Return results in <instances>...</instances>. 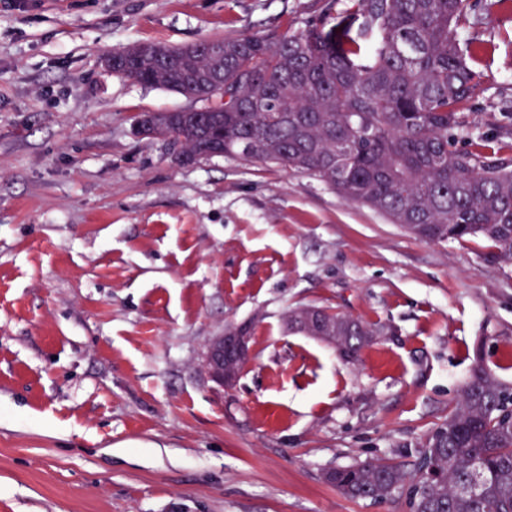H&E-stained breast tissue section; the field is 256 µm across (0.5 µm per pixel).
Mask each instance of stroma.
Masks as SVG:
<instances>
[{
    "mask_svg": "<svg viewBox=\"0 0 512 512\" xmlns=\"http://www.w3.org/2000/svg\"><path fill=\"white\" fill-rule=\"evenodd\" d=\"M326 0H0V512H405L326 470L412 466L475 356L512 385V263L436 245L315 177L186 163L137 117L193 107L105 73L134 42L294 34ZM477 35L469 119L512 122V10ZM315 305L385 333L356 362L301 333ZM252 325L237 386L199 368Z\"/></svg>",
    "mask_w": 512,
    "mask_h": 512,
    "instance_id": "stroma-1",
    "label": "stroma"
}]
</instances>
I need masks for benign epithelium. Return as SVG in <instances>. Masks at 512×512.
<instances>
[{"label": "benign epithelium", "instance_id": "7a95c632", "mask_svg": "<svg viewBox=\"0 0 512 512\" xmlns=\"http://www.w3.org/2000/svg\"><path fill=\"white\" fill-rule=\"evenodd\" d=\"M250 341V328L246 325H230L210 337L201 354L206 378L222 389H233L249 358Z\"/></svg>", "mask_w": 512, "mask_h": 512}]
</instances>
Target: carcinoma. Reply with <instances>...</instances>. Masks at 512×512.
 <instances>
[{"label":"carcinoma","mask_w":512,"mask_h":512,"mask_svg":"<svg viewBox=\"0 0 512 512\" xmlns=\"http://www.w3.org/2000/svg\"><path fill=\"white\" fill-rule=\"evenodd\" d=\"M512 0H336L297 34H240L112 52V75L203 102L201 119L150 113L157 138L196 160L229 155L316 177L435 244L482 237L512 262V128L470 124L481 12ZM329 325L345 360L384 329L321 307L288 329ZM353 499L406 512H512V387L476 359L448 421L411 472L363 461L325 472Z\"/></svg>","instance_id":"obj_1"}]
</instances>
